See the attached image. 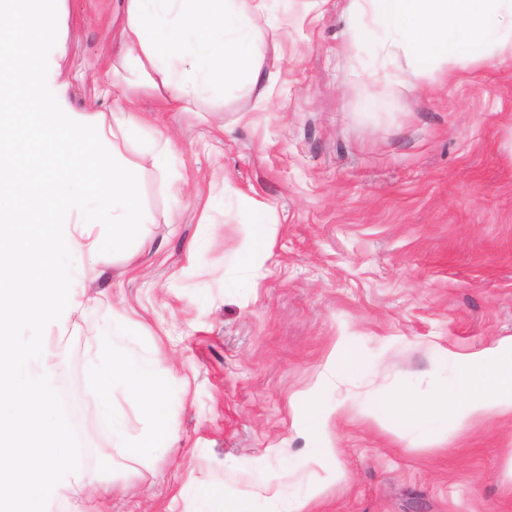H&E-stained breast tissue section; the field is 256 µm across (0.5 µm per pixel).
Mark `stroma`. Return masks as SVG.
Instances as JSON below:
<instances>
[{
    "mask_svg": "<svg viewBox=\"0 0 512 512\" xmlns=\"http://www.w3.org/2000/svg\"><path fill=\"white\" fill-rule=\"evenodd\" d=\"M348 5L268 0L286 31L264 47L275 84L172 106L160 73L127 79L126 0H63L72 106L91 118L134 103L174 171L144 164L145 247L74 254L78 309L44 333L91 451L80 469L113 487L86 512H224L261 485L302 497L318 482L313 512H512V421L450 433L438 418L421 435L361 412L373 394H433L441 351L512 336V59L417 74L403 52L348 50L371 28ZM251 197L271 208L254 268L239 259ZM340 342L363 366L327 390L351 410L317 465L297 419ZM116 356L166 378L164 441L112 388L130 437L150 442L138 461L98 424L94 367Z\"/></svg>",
    "mask_w": 512,
    "mask_h": 512,
    "instance_id": "1",
    "label": "stroma"
}]
</instances>
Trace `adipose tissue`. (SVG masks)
I'll use <instances>...</instances> for the list:
<instances>
[{
  "mask_svg": "<svg viewBox=\"0 0 512 512\" xmlns=\"http://www.w3.org/2000/svg\"><path fill=\"white\" fill-rule=\"evenodd\" d=\"M266 10L267 0H127L121 38L128 58L148 62L162 74L174 102L190 101L226 84L252 90L277 77L262 47L278 40L281 32L263 24ZM349 11L371 17L380 32L375 53L387 55L401 47L417 69L451 56L479 61L495 52L512 58V0H351ZM455 363L454 374L432 397L410 393L378 398L367 407V415L425 428L442 409L457 430L491 417L512 418V336L456 357ZM358 366L348 348L334 347L320 383L306 394L302 417L320 441L317 459L335 456L330 424L347 411L340 403L326 406L324 388ZM96 376L102 419L113 436L127 437L124 422L108 404L109 390L116 385L140 401L155 428L164 427V381L150 361L116 357L97 365Z\"/></svg>",
  "mask_w": 512,
  "mask_h": 512,
  "instance_id": "ef3b65f1",
  "label": "adipose tissue"
}]
</instances>
